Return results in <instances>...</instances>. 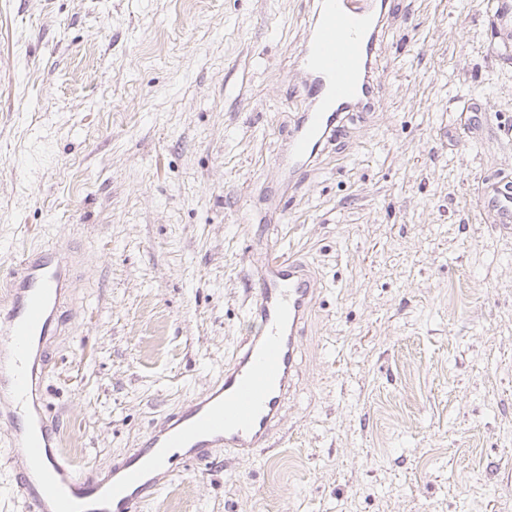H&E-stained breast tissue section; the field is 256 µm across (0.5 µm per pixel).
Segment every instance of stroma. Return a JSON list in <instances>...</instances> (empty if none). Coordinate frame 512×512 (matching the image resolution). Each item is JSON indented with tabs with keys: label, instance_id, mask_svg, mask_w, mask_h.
Listing matches in <instances>:
<instances>
[{
	"label": "stroma",
	"instance_id": "35a3bbf8",
	"mask_svg": "<svg viewBox=\"0 0 512 512\" xmlns=\"http://www.w3.org/2000/svg\"><path fill=\"white\" fill-rule=\"evenodd\" d=\"M484 0H400L374 112L297 179L307 0H0V299L23 253L74 261L46 419L106 474L207 389L246 274L298 256L320 288L270 448L215 449L144 512H512V235L477 212L512 142Z\"/></svg>",
	"mask_w": 512,
	"mask_h": 512
}]
</instances>
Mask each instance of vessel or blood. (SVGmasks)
Segmentation results:
<instances>
[{
    "label": "vessel or blood",
    "instance_id": "obj_1",
    "mask_svg": "<svg viewBox=\"0 0 512 512\" xmlns=\"http://www.w3.org/2000/svg\"><path fill=\"white\" fill-rule=\"evenodd\" d=\"M387 6V0H314L302 46L307 106L289 134L290 173L312 168L349 112L374 102ZM485 16L490 50L508 59L512 0H487ZM477 205L500 232L512 233V182H482ZM71 286L67 256L47 247L20 260L0 302V389L10 391L13 404V455L6 463L27 512H144L175 470L208 463L211 450L250 457L269 447L295 387L298 338L320 288L309 265L281 255L262 260L248 294L258 335L242 337L223 375L154 422L101 478L77 471L45 421L44 345L64 324Z\"/></svg>",
    "mask_w": 512,
    "mask_h": 512
}]
</instances>
